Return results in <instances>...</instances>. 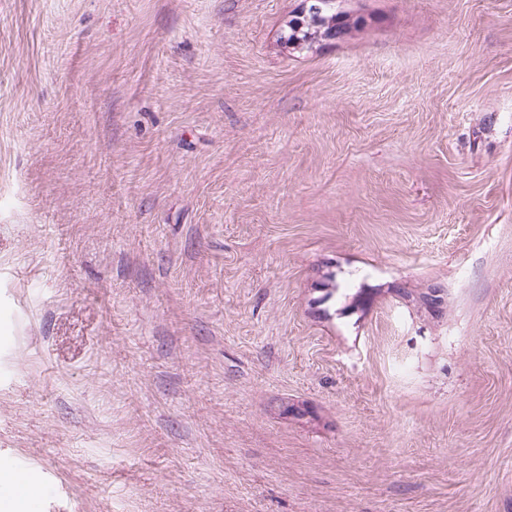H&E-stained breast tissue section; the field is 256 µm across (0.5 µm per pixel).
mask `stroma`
<instances>
[{"instance_id": "35a3bbf8", "label": "stroma", "mask_w": 512, "mask_h": 512, "mask_svg": "<svg viewBox=\"0 0 512 512\" xmlns=\"http://www.w3.org/2000/svg\"><path fill=\"white\" fill-rule=\"evenodd\" d=\"M0 0V468L32 512H512V0ZM309 5L307 14L298 16L288 22V32L282 37L285 44L300 45V50L310 48L313 43V37L320 30H326L324 24L326 19H332L334 25V38L342 37L347 34L352 24L356 26L359 20L354 21L352 24L346 15L336 13L332 3L334 0L312 1ZM312 4H320L322 11H311Z\"/></svg>"}]
</instances>
